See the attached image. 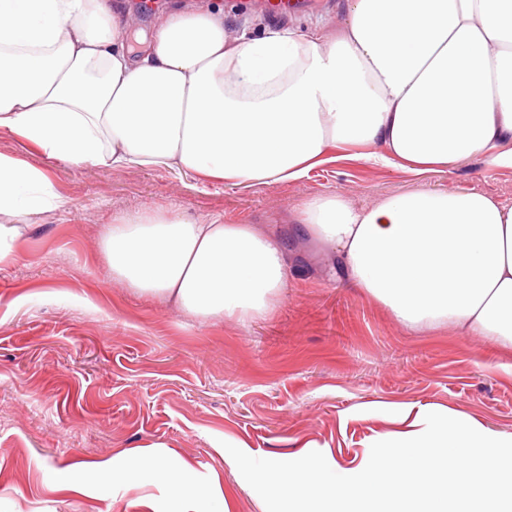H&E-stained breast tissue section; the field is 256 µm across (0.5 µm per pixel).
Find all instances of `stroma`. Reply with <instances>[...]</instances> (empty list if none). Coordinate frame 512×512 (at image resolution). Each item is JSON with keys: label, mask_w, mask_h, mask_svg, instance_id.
I'll use <instances>...</instances> for the list:
<instances>
[{"label": "stroma", "mask_w": 512, "mask_h": 512, "mask_svg": "<svg viewBox=\"0 0 512 512\" xmlns=\"http://www.w3.org/2000/svg\"><path fill=\"white\" fill-rule=\"evenodd\" d=\"M227 37L278 23L332 32L341 0H295L273 17L260 0H223ZM0 153L46 169L57 209L0 215L17 228L0 263V512H148L114 475L97 493L91 462L162 445L193 478L219 475L231 512H265L228 446L287 459L310 446L341 466L362 456L389 414L462 411L512 434V350L445 324L403 328L347 285L334 255L287 233L304 202L357 207L413 191H479L512 206V168L472 159L420 176L332 149L294 182L230 185L172 168L73 166L0 128ZM135 211L201 224H256L288 239L289 278L262 318L202 321L139 296L112 275L105 229Z\"/></svg>", "instance_id": "obj_1"}]
</instances>
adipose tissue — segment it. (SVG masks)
Segmentation results:
<instances>
[{"label":"adipose tissue","instance_id":"adipose-tissue-1","mask_svg":"<svg viewBox=\"0 0 512 512\" xmlns=\"http://www.w3.org/2000/svg\"><path fill=\"white\" fill-rule=\"evenodd\" d=\"M332 36L276 26L228 40L220 0H181L129 45L121 0H0V127L70 165L180 168L242 185L294 181L329 148L377 145L421 174L473 157L512 167V0H344ZM47 172L0 153V214L59 205ZM299 223L350 286L406 328L453 324L512 348V207L420 191L357 209L305 202ZM112 274L188 315L251 321L288 284L252 224L137 213L108 226ZM125 467L187 512L199 486L161 447Z\"/></svg>","mask_w":512,"mask_h":512}]
</instances>
